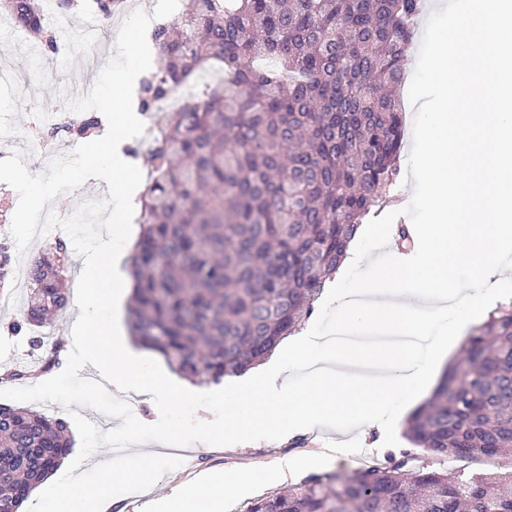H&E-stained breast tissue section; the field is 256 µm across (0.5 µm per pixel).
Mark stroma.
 I'll list each match as a JSON object with an SVG mask.
<instances>
[{"instance_id":"obj_1","label":"stroma","mask_w":512,"mask_h":512,"mask_svg":"<svg viewBox=\"0 0 512 512\" xmlns=\"http://www.w3.org/2000/svg\"><path fill=\"white\" fill-rule=\"evenodd\" d=\"M121 21L118 15L84 12L67 36L76 50L62 58L54 54L51 45L20 33L10 17L0 14V143L23 153L30 173L44 172L48 161L29 147V115L44 123L63 117L66 97L81 95L85 87L84 54H95L97 66H104L116 53L114 43ZM0 293L12 300L11 305L0 306V389L40 383L41 375L33 371L19 379L10 378L9 373L48 359L54 343H69L73 318L58 315L49 323L12 332L29 290L7 288ZM34 336L40 338V346L31 345ZM407 446L403 440L389 449L374 447L364 440L361 430L343 433L319 427L278 440L202 447L184 454L183 465L166 473L147 492L113 497L109 512H145L148 501L164 497L178 486L192 487L205 474L217 471L245 478L243 490L224 503V512H242L249 501L265 493L287 488L310 475L335 471L337 456L345 452L362 449L370 460L382 461Z\"/></svg>"}]
</instances>
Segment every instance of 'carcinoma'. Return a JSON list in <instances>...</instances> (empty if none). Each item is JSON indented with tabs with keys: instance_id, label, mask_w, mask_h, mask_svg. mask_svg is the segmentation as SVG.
I'll list each match as a JSON object with an SVG mask.
<instances>
[{
	"instance_id": "obj_1",
	"label": "carcinoma",
	"mask_w": 512,
	"mask_h": 512,
	"mask_svg": "<svg viewBox=\"0 0 512 512\" xmlns=\"http://www.w3.org/2000/svg\"><path fill=\"white\" fill-rule=\"evenodd\" d=\"M0 9L38 34L36 0ZM421 0H192L155 28L161 63L141 107L223 77L163 113L132 254L131 333L199 386L262 362L313 313L359 224L396 185L398 90ZM67 241L31 260L23 319L68 305ZM12 256L0 251V288ZM414 448L448 460L512 457V303L463 341L407 421ZM73 448L60 418H0V512H18ZM245 512H512V472L450 474L387 461L312 475Z\"/></svg>"
}]
</instances>
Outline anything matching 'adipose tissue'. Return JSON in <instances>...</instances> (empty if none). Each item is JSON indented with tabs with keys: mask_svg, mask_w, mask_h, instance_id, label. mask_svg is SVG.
<instances>
[{
	"mask_svg": "<svg viewBox=\"0 0 512 512\" xmlns=\"http://www.w3.org/2000/svg\"><path fill=\"white\" fill-rule=\"evenodd\" d=\"M120 226H111L84 261V288L76 300L77 328L82 336L75 346L78 365L91 366L117 387L145 383V355L122 336L117 311L127 283V272L116 247ZM238 480L221 473L213 474L192 496L171 492L165 512H221L226 497L232 496Z\"/></svg>",
	"mask_w": 512,
	"mask_h": 512,
	"instance_id": "obj_1",
	"label": "adipose tissue"
}]
</instances>
